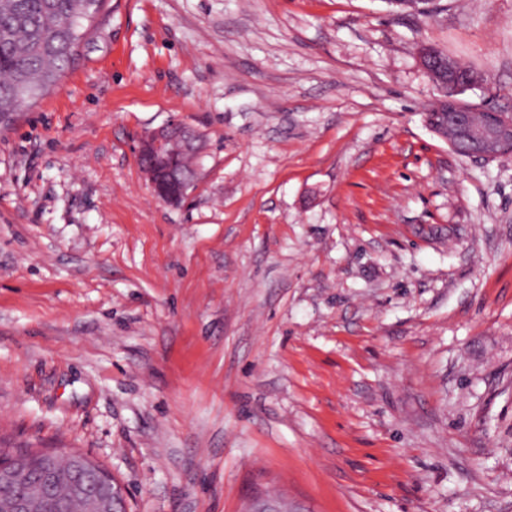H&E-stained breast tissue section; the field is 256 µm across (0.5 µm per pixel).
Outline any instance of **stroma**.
I'll list each match as a JSON object with an SVG mask.
<instances>
[{
    "instance_id": "35a3bbf8",
    "label": "stroma",
    "mask_w": 512,
    "mask_h": 512,
    "mask_svg": "<svg viewBox=\"0 0 512 512\" xmlns=\"http://www.w3.org/2000/svg\"><path fill=\"white\" fill-rule=\"evenodd\" d=\"M0 123V448L128 512H512V154L427 127L432 45L512 113V0H107ZM206 149L177 203L138 135ZM205 147L202 136L177 119H171L161 127L141 134L137 150L140 158L152 159L150 164L142 167L153 193L167 202L180 201L192 181L184 180L176 160L185 154L196 159ZM163 176L166 182L162 181ZM163 183L179 187V192L166 194L162 189Z\"/></svg>"
}]
</instances>
